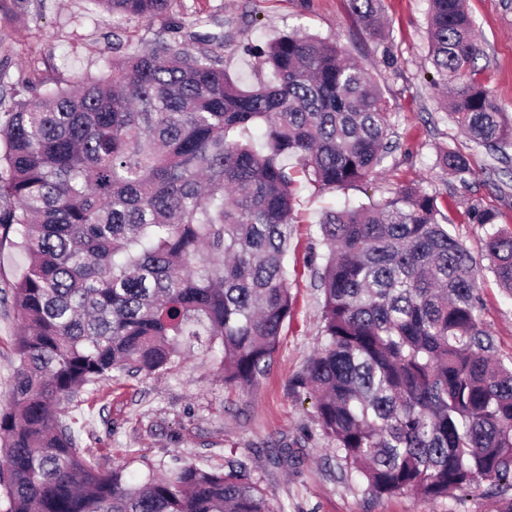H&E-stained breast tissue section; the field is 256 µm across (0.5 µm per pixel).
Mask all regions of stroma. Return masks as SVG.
Wrapping results in <instances>:
<instances>
[{
	"instance_id": "1",
	"label": "stroma",
	"mask_w": 512,
	"mask_h": 512,
	"mask_svg": "<svg viewBox=\"0 0 512 512\" xmlns=\"http://www.w3.org/2000/svg\"><path fill=\"white\" fill-rule=\"evenodd\" d=\"M390 26L366 32L349 0H171L158 17L104 20L93 0H0V105L30 98L57 85L107 71L112 62L158 39L181 37L198 18L210 31L231 30L230 45L216 47L231 76L249 83L268 77L249 54L279 35L300 29L338 42L371 75L389 107L393 151L375 178L334 190L303 186L299 221L288 253V284L294 299L273 362L247 386L224 382L220 354L193 349L160 374L114 375L85 386L61 406L60 421L85 455L104 469L121 467L145 479L160 462L180 457L208 470L228 460L245 462L275 512H500L512 487L498 492L481 484L448 497L424 500L409 492L382 498L369 494L358 475L341 472L318 423L314 400L293 381L322 345V294L312 270L325 262L318 221L327 208L356 207L416 185L448 203L451 234L487 265L486 230L470 223L471 206L495 209L500 226L512 228V155L495 159L473 143L437 102L428 52V0H379ZM484 49L477 78L505 107L512 123V0H466ZM464 155L471 172L448 175L441 149ZM24 253L0 244V406L7 405L20 362L21 326L12 286L26 269ZM478 319L492 337L497 358L512 364V294L486 275ZM294 450L291 465L274 463L278 445Z\"/></svg>"
}]
</instances>
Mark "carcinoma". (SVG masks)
<instances>
[{"label": "carcinoma", "instance_id": "obj_1", "mask_svg": "<svg viewBox=\"0 0 512 512\" xmlns=\"http://www.w3.org/2000/svg\"><path fill=\"white\" fill-rule=\"evenodd\" d=\"M93 2L105 18L170 7ZM349 2L379 29L378 0ZM429 2L432 84L449 89L444 107L470 140L503 156L512 130L475 79L484 50L465 0ZM232 40L191 31L0 110V198L12 201L0 243L20 237L29 260L12 287L21 365L0 409L11 512H274L242 462H173L130 484L89 463L57 417L80 388L162 373L195 344L221 353L224 383H252L293 312L300 179L363 182L393 148L387 103L343 48L293 30L262 51L272 79L244 88L208 50ZM439 165L470 171L448 149ZM443 209L405 187L320 220L324 342L294 386L313 396L340 468L378 498L512 486V370L479 326L482 269ZM468 216L489 227L490 272L512 293V229L490 208Z\"/></svg>", "mask_w": 512, "mask_h": 512}]
</instances>
